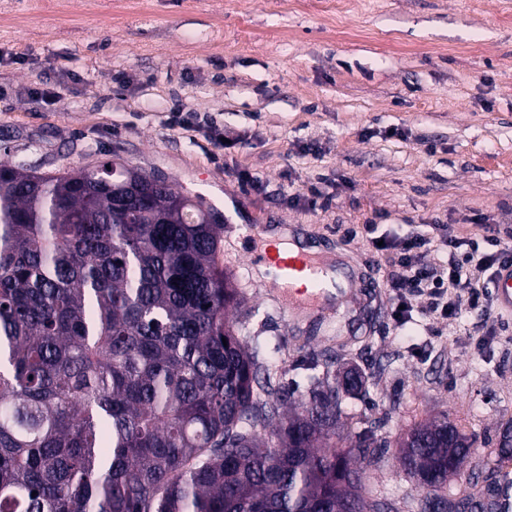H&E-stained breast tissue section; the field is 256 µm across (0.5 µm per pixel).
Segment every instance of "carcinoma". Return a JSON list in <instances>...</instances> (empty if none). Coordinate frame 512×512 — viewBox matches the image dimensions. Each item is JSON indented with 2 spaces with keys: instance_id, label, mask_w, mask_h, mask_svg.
I'll use <instances>...</instances> for the list:
<instances>
[{
  "instance_id": "carcinoma-1",
  "label": "carcinoma",
  "mask_w": 512,
  "mask_h": 512,
  "mask_svg": "<svg viewBox=\"0 0 512 512\" xmlns=\"http://www.w3.org/2000/svg\"><path fill=\"white\" fill-rule=\"evenodd\" d=\"M151 181L0 164V512H391L358 493L374 432L336 430L362 377L273 384L229 330L221 226ZM466 442L446 416L408 434L419 512H492L490 474L441 493Z\"/></svg>"
}]
</instances>
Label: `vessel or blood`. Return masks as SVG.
I'll return each instance as SVG.
<instances>
[{"label":"vessel or blood","instance_id":"obj_1","mask_svg":"<svg viewBox=\"0 0 512 512\" xmlns=\"http://www.w3.org/2000/svg\"><path fill=\"white\" fill-rule=\"evenodd\" d=\"M248 265L266 264L274 267L285 286L301 281V301L312 305L333 299V283L329 271L305 252L274 248L253 251ZM494 299L504 310L512 312V268H504L494 282Z\"/></svg>","mask_w":512,"mask_h":512}]
</instances>
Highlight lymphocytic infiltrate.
<instances>
[{
    "mask_svg": "<svg viewBox=\"0 0 512 512\" xmlns=\"http://www.w3.org/2000/svg\"><path fill=\"white\" fill-rule=\"evenodd\" d=\"M495 244L491 237L481 243L450 231L435 237L419 233L384 239L383 250L396 256L393 285L402 291L401 306L393 311L395 319L405 320V303L418 297L423 298L426 312L445 319L456 317L465 308L487 311L492 291L489 283L482 281V274L512 265V252L497 250ZM434 250L446 251L447 260L429 263L428 254Z\"/></svg>",
    "mask_w": 512,
    "mask_h": 512,
    "instance_id": "lymphocytic-infiltrate-1",
    "label": "lymphocytic infiltrate"
}]
</instances>
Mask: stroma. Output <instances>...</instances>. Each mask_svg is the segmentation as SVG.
I'll use <instances>...</instances> for the list:
<instances>
[{
    "label": "stroma",
    "instance_id": "35a3bbf8",
    "mask_svg": "<svg viewBox=\"0 0 512 512\" xmlns=\"http://www.w3.org/2000/svg\"><path fill=\"white\" fill-rule=\"evenodd\" d=\"M1 50L0 162L50 173L116 160L223 217L236 334L259 338L302 396L309 376L362 375L339 425L384 446L371 495L411 512L425 491L403 478L401 445L443 413L475 441L474 472L502 471L512 313L397 323L394 256L362 227L479 239L490 224L512 250V0H0ZM177 100L231 148L170 130ZM312 187L325 206L309 205ZM274 229L347 294L295 309L246 272Z\"/></svg>",
    "mask_w": 512,
    "mask_h": 512
}]
</instances>
